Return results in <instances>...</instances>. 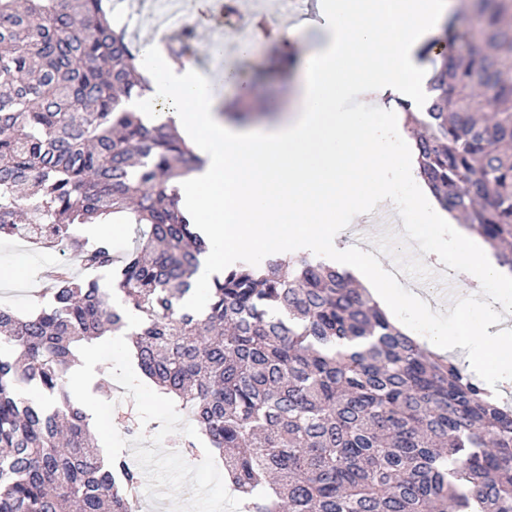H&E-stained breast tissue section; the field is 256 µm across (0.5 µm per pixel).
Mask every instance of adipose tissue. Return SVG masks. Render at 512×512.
Returning a JSON list of instances; mask_svg holds the SVG:
<instances>
[{"label": "adipose tissue", "instance_id": "1", "mask_svg": "<svg viewBox=\"0 0 512 512\" xmlns=\"http://www.w3.org/2000/svg\"><path fill=\"white\" fill-rule=\"evenodd\" d=\"M455 6L456 0H326L328 21L315 48L298 40L296 26L288 28V50L302 60L295 105L248 123L221 115L214 89L174 65L157 40L143 45L152 60L150 88L130 101V110L150 123H171L203 161L185 177L181 197L211 242L197 282L212 284L248 251L314 248L359 269L388 307L402 311L415 302L412 290L384 288L380 264L341 244L337 219L383 202L386 172L416 177L413 154L392 157L378 147L404 121L386 97L413 93L425 67L421 49ZM348 99L355 107L336 110ZM450 243L464 293L479 296L482 286L501 279L502 267L481 255L463 227H455ZM488 317L456 313L429 346L461 352L493 390L512 378V331L491 330Z\"/></svg>", "mask_w": 512, "mask_h": 512}]
</instances>
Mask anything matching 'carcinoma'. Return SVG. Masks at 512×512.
Segmentation results:
<instances>
[{
    "label": "carcinoma",
    "mask_w": 512,
    "mask_h": 512,
    "mask_svg": "<svg viewBox=\"0 0 512 512\" xmlns=\"http://www.w3.org/2000/svg\"><path fill=\"white\" fill-rule=\"evenodd\" d=\"M424 47L428 106L404 128L443 209L512 272V0H466ZM469 41L465 56L448 52ZM137 49L103 0H0V239L66 242L89 274L51 278L27 317L0 305V512H136L141 471L111 465L71 396L79 347L135 313L139 370L189 409L240 512H512V408L394 326L347 273L290 253L243 259L202 310L206 246L172 180L201 160L124 104ZM126 214L133 248L75 227ZM116 269L109 296L90 271ZM34 386L44 399L24 397Z\"/></svg>",
    "instance_id": "carcinoma-1"
}]
</instances>
